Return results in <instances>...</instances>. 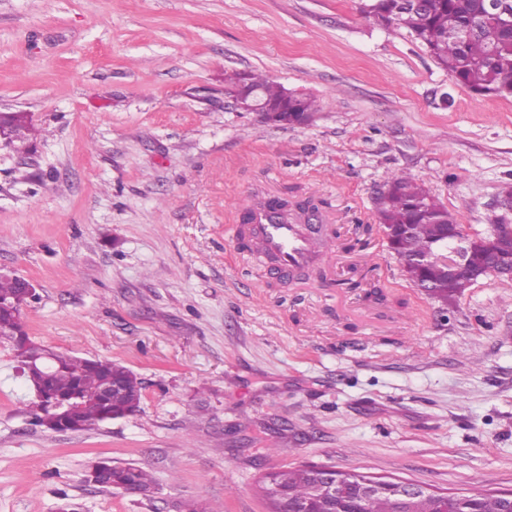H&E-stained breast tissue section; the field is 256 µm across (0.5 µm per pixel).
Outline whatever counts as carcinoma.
I'll list each match as a JSON object with an SVG mask.
<instances>
[{
  "label": "carcinoma",
  "instance_id": "obj_1",
  "mask_svg": "<svg viewBox=\"0 0 512 512\" xmlns=\"http://www.w3.org/2000/svg\"><path fill=\"white\" fill-rule=\"evenodd\" d=\"M367 13L378 24L405 29L419 40L434 60L457 82L471 91L500 96L512 94V24L504 14H496L485 0H372ZM255 89L264 106L279 112L316 111L309 95L285 96L284 87L265 75L234 73L225 78L224 92L234 93L240 77ZM7 124L17 132L16 140L29 139L30 126L22 114L8 116ZM382 224L407 225V233L390 241L400 262H405L429 247L440 234L442 225L458 224L456 216L430 195L424 187L401 173L387 180V189L379 202ZM423 275L455 296L472 285L468 279H449L440 265L427 267ZM0 342L7 343L20 364H33L53 394L61 399H78L72 425L77 430L91 429L101 423L136 413L142 399V386L126 367L112 361L90 359L55 352L28 335L22 320L11 313H0ZM112 385L119 392L110 401L100 398L103 387ZM284 492V505L271 502V512H399L394 491L386 489L370 498L361 510L351 491L333 501L320 494L317 477L311 467L283 469L275 473ZM99 490L154 492L150 475L133 465H114L107 461ZM464 506L453 512H507L509 501L498 494L462 492Z\"/></svg>",
  "mask_w": 512,
  "mask_h": 512
}]
</instances>
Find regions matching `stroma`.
Wrapping results in <instances>:
<instances>
[{"mask_svg": "<svg viewBox=\"0 0 512 512\" xmlns=\"http://www.w3.org/2000/svg\"><path fill=\"white\" fill-rule=\"evenodd\" d=\"M367 2L0 0V113L36 130L27 151L0 139V268L36 288L34 341L143 386L135 415L53 432L0 343V512H267L260 474L305 464L512 490V280L424 294L376 209L403 173L485 234L512 188V97L457 83ZM235 72L318 110L236 111ZM259 188L336 213L320 273L263 278L231 239ZM103 458L150 471L153 496L86 483ZM244 74L246 81L255 89L261 102L268 109L279 112H255L265 122L269 123H287L290 112H313L316 111V101L309 95L297 93V95H288L286 99L284 87L271 82L265 75L256 73H234L228 75L225 81L224 92L228 96L233 94L241 75Z\"/></svg>", "mask_w": 512, "mask_h": 512, "instance_id": "1", "label": "stroma"}]
</instances>
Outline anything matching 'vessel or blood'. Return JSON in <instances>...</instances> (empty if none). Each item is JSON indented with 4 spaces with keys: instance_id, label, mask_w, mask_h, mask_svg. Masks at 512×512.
I'll return each instance as SVG.
<instances>
[{
    "instance_id": "vessel-or-blood-1",
    "label": "vessel or blood",
    "mask_w": 512,
    "mask_h": 512,
    "mask_svg": "<svg viewBox=\"0 0 512 512\" xmlns=\"http://www.w3.org/2000/svg\"><path fill=\"white\" fill-rule=\"evenodd\" d=\"M244 217V223L232 225L231 233L248 242L251 258L283 271H300L322 260L318 235L269 191L254 196Z\"/></svg>"
}]
</instances>
